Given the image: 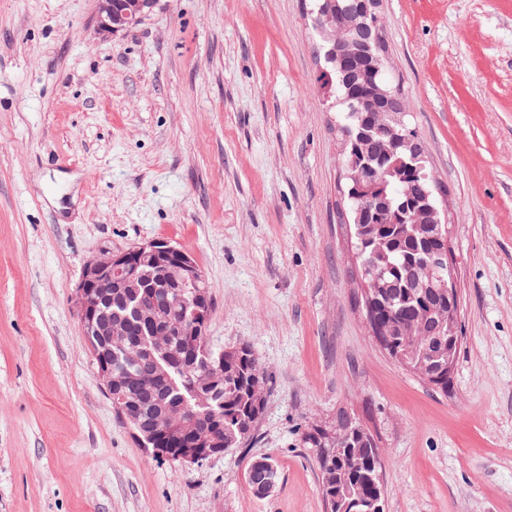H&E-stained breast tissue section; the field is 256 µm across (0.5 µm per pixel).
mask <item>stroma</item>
<instances>
[{
	"instance_id": "stroma-1",
	"label": "stroma",
	"mask_w": 512,
	"mask_h": 512,
	"mask_svg": "<svg viewBox=\"0 0 512 512\" xmlns=\"http://www.w3.org/2000/svg\"><path fill=\"white\" fill-rule=\"evenodd\" d=\"M445 189L462 340L447 392L362 310L338 116L310 0H0V512H327L309 424L346 412L384 512H512V0H379ZM164 239L211 290L206 334L267 376L244 447L160 460L112 408L74 289L103 250ZM281 483L255 496L251 460ZM125 0H95L98 27L101 32L114 35L138 25L156 5L158 0H135L137 6L128 9ZM257 469V470H255ZM254 471V475L258 480L263 479V475L269 473L272 478V485H270L267 481H254L252 484V491L257 496H266L268 493H271L278 485L280 480V472L277 464L270 458H259L254 459L250 462L247 472L248 485L251 487L250 475ZM271 489V490H270ZM270 491V492H269Z\"/></svg>"
}]
</instances>
